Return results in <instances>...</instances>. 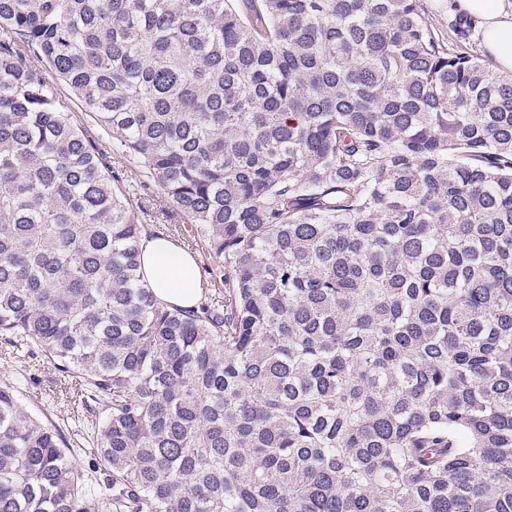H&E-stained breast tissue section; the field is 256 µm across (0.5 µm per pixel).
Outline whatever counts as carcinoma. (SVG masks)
I'll return each instance as SVG.
<instances>
[{
	"label": "carcinoma",
	"instance_id": "obj_1",
	"mask_svg": "<svg viewBox=\"0 0 512 512\" xmlns=\"http://www.w3.org/2000/svg\"><path fill=\"white\" fill-rule=\"evenodd\" d=\"M0 345L88 413L0 383V512H512V74L420 0H0ZM454 2L448 0H420L425 20L437 30L440 38H444L445 41L448 40L450 44L454 43L457 37L451 27L456 15H458L450 12V5ZM144 278L163 301L194 305L200 291L195 260L169 242L145 239L141 254ZM22 376L27 379L34 377L37 381L36 385L32 384L30 391H23V404L38 415H47L52 419L68 438L75 440V448H78V445L82 446L83 441L79 435L87 414L78 401H75L70 382L61 381L51 366L39 358L26 359L25 363H20L5 360L0 356V382H14L16 379H22Z\"/></svg>",
	"mask_w": 512,
	"mask_h": 512
}]
</instances>
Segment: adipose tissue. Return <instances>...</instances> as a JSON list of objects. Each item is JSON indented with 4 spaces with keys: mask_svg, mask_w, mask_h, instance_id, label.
Segmentation results:
<instances>
[{
    "mask_svg": "<svg viewBox=\"0 0 512 512\" xmlns=\"http://www.w3.org/2000/svg\"><path fill=\"white\" fill-rule=\"evenodd\" d=\"M460 11L483 21V44L499 69L512 71V0H456ZM141 267L157 297L182 307L196 303L200 279L195 260L169 242L143 243Z\"/></svg>",
    "mask_w": 512,
    "mask_h": 512,
    "instance_id": "obj_1",
    "label": "adipose tissue"
}]
</instances>
